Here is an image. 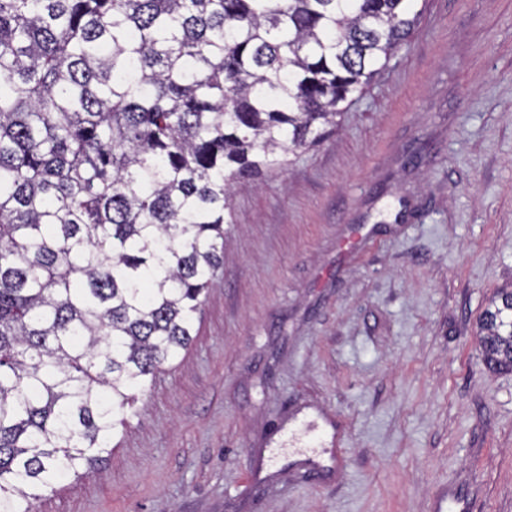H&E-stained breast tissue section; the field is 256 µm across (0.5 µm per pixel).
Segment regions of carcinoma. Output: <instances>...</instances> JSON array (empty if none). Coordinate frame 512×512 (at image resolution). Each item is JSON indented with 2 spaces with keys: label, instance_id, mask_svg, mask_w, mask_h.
<instances>
[{
  "label": "carcinoma",
  "instance_id": "obj_1",
  "mask_svg": "<svg viewBox=\"0 0 512 512\" xmlns=\"http://www.w3.org/2000/svg\"><path fill=\"white\" fill-rule=\"evenodd\" d=\"M414 0H0V512L93 468L192 342L234 183L340 126ZM512 371V285L478 322Z\"/></svg>",
  "mask_w": 512,
  "mask_h": 512
}]
</instances>
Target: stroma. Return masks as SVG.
<instances>
[{"mask_svg":"<svg viewBox=\"0 0 512 512\" xmlns=\"http://www.w3.org/2000/svg\"><path fill=\"white\" fill-rule=\"evenodd\" d=\"M323 142L238 183L193 341L90 471L36 512H512V0H424ZM336 425L323 471L291 421ZM480 348L491 371H512V284L489 299L478 322Z\"/></svg>","mask_w":512,"mask_h":512,"instance_id":"35a3bbf8","label":"stroma"}]
</instances>
